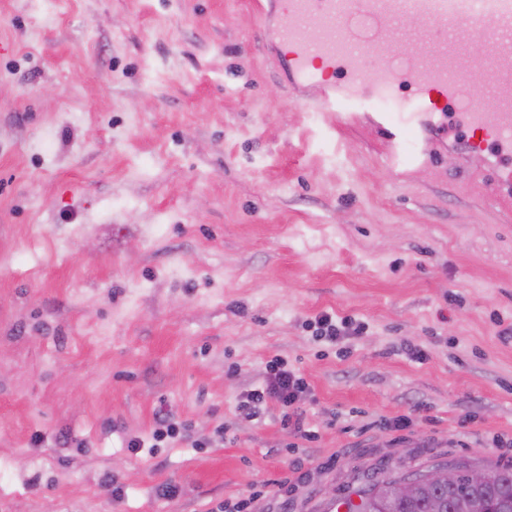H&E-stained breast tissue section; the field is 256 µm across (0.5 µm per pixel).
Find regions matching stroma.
Instances as JSON below:
<instances>
[{"mask_svg":"<svg viewBox=\"0 0 512 512\" xmlns=\"http://www.w3.org/2000/svg\"><path fill=\"white\" fill-rule=\"evenodd\" d=\"M259 6L0 0V512H327L512 463V143L396 176L303 105ZM324 311L367 328L327 344ZM278 358L302 436L237 409ZM161 411L188 432L131 454ZM461 476H465L473 483H490L497 478V473L494 470H474L472 468L466 471H460L453 467L448 469H439L427 473V479L434 483H455Z\"/></svg>","mask_w":512,"mask_h":512,"instance_id":"35a3bbf8","label":"stroma"}]
</instances>
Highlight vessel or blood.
<instances>
[{
    "mask_svg": "<svg viewBox=\"0 0 512 512\" xmlns=\"http://www.w3.org/2000/svg\"><path fill=\"white\" fill-rule=\"evenodd\" d=\"M278 7V21H263L261 37L279 65L295 83L321 87L319 109L349 122L375 113L394 172L428 161L451 104L481 140L512 142V0H280ZM408 14L426 25L403 41L395 26ZM366 47L380 57L375 67L364 60ZM404 81L413 101L375 112ZM485 86L495 108L474 96Z\"/></svg>",
    "mask_w": 512,
    "mask_h": 512,
    "instance_id": "1",
    "label": "vessel or blood"
}]
</instances>
